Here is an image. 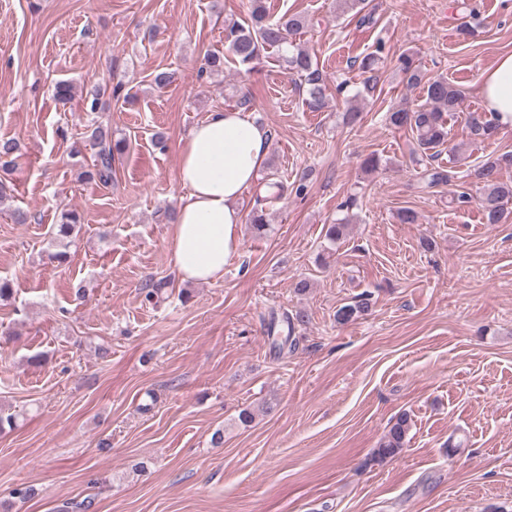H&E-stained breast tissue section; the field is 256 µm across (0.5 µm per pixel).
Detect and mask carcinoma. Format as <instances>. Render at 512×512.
<instances>
[{
    "mask_svg": "<svg viewBox=\"0 0 512 512\" xmlns=\"http://www.w3.org/2000/svg\"><path fill=\"white\" fill-rule=\"evenodd\" d=\"M301 28L300 16L293 14L273 22L267 18L264 0H250L248 20L228 24L224 28V40L233 61L246 73L256 68L267 49H277L289 72L303 78L308 85V108L319 111L324 108L326 101L323 75L311 55L289 41V36L296 34ZM382 51L383 47H378L375 52L364 56L358 64V69L368 74L369 82L376 80L375 72ZM398 63L408 84L413 86L421 83L422 76L409 56H400ZM121 89L120 84L111 88L97 85L86 106L95 112L102 97L109 95L118 99ZM460 100L459 90L447 79L439 78L427 83L425 103L401 107L388 113V121L392 126L398 129L408 128L416 133L412 149L416 161L433 158L441 153V147L448 142L446 115L458 111ZM469 130L475 137L489 139L494 135L496 125L477 115L471 118ZM91 139L93 146L97 148L95 159L89 169L80 173L79 179L87 184L108 186L114 182L116 176L115 160L126 152L128 143L115 137L112 129L103 125L93 129ZM19 153L20 144L16 139L1 138L0 168L6 173L12 171ZM509 168H512V153L506 152L479 163L473 169L472 176L483 185L480 208L488 224H500L508 218L507 205L512 201V183L503 180L501 173ZM454 178L455 174L452 172L437 168H427L422 173V180L428 187L450 183ZM79 223L80 216L77 212L62 210L57 224L58 231L52 241L59 245L64 243L72 236ZM369 308V298L363 295L352 303L341 306L336 311V322L347 324L366 314ZM409 430L408 413L403 412L392 418L374 449L375 458L383 461L400 455L407 445Z\"/></svg>",
    "mask_w": 512,
    "mask_h": 512,
    "instance_id": "obj_1",
    "label": "carcinoma"
}]
</instances>
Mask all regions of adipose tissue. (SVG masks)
Returning <instances> with one entry per match:
<instances>
[{
  "label": "adipose tissue",
  "mask_w": 512,
  "mask_h": 512,
  "mask_svg": "<svg viewBox=\"0 0 512 512\" xmlns=\"http://www.w3.org/2000/svg\"><path fill=\"white\" fill-rule=\"evenodd\" d=\"M483 108L512 126V53L480 75ZM270 133L243 110L209 113L182 141L176 180L184 191L171 227L172 264L180 281L212 283L239 251V201L259 180Z\"/></svg>",
  "instance_id": "ef3b65f1"
}]
</instances>
